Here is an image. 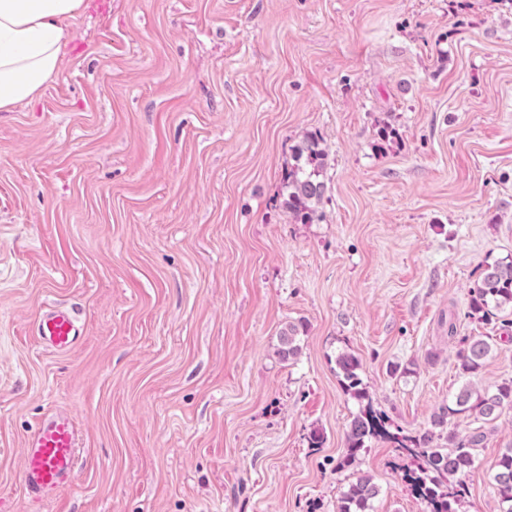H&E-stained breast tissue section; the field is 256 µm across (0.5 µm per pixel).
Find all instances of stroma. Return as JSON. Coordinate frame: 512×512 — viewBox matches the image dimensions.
Instances as JSON below:
<instances>
[{
	"label": "stroma",
	"instance_id": "1",
	"mask_svg": "<svg viewBox=\"0 0 512 512\" xmlns=\"http://www.w3.org/2000/svg\"><path fill=\"white\" fill-rule=\"evenodd\" d=\"M70 30L0 112V499L27 512L24 440L57 408L81 452L42 512H336L360 476L373 512H420L388 445L337 470L335 356L412 432L462 386L463 337L493 344L479 385L512 379L499 321L468 315L512 255V0H84ZM310 133L328 191L300 224L282 176ZM55 307L66 353L36 333ZM478 428L460 512H499L512 409ZM36 330L40 342L56 352L69 351L75 346L80 336L72 316L62 309L43 313ZM306 330V326L302 321L297 323H288L280 332L279 342V354L283 360L294 359L300 351V336Z\"/></svg>",
	"mask_w": 512,
	"mask_h": 512
}]
</instances>
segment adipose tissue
<instances>
[{
  "label": "adipose tissue",
  "instance_id": "obj_1",
  "mask_svg": "<svg viewBox=\"0 0 512 512\" xmlns=\"http://www.w3.org/2000/svg\"><path fill=\"white\" fill-rule=\"evenodd\" d=\"M83 0H0V112L34 100L56 76Z\"/></svg>",
  "mask_w": 512,
  "mask_h": 512
}]
</instances>
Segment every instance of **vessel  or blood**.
<instances>
[{
    "mask_svg": "<svg viewBox=\"0 0 512 512\" xmlns=\"http://www.w3.org/2000/svg\"><path fill=\"white\" fill-rule=\"evenodd\" d=\"M40 342L57 352L72 349L80 331L68 311L45 312L37 327ZM80 435L76 414L69 409L45 413L25 438L21 478L32 504L38 505L68 487L77 472Z\"/></svg>",
    "mask_w": 512,
    "mask_h": 512,
    "instance_id": "obj_1",
    "label": "vessel or blood"
}]
</instances>
